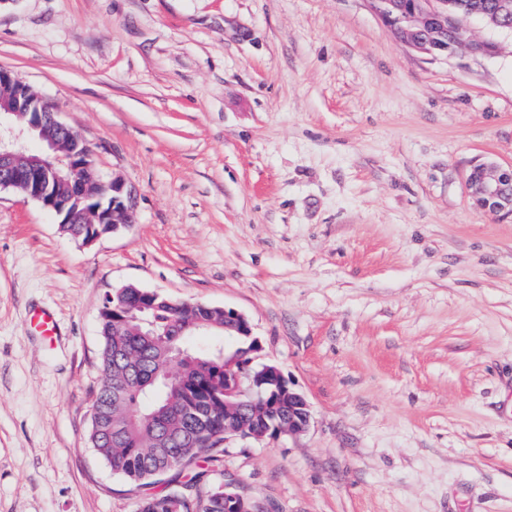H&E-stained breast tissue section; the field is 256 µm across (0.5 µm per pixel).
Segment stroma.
I'll return each mask as SVG.
<instances>
[{"label":"stroma","instance_id":"stroma-1","mask_svg":"<svg viewBox=\"0 0 512 512\" xmlns=\"http://www.w3.org/2000/svg\"><path fill=\"white\" fill-rule=\"evenodd\" d=\"M433 59L368 0H7L0 68L50 101L137 222L84 245L0 191V512H136L88 442L124 285L243 314L305 433L227 443L259 512H512V34ZM54 312L47 344L33 309ZM467 186L478 208L512 216V165L477 163L470 170Z\"/></svg>","mask_w":512,"mask_h":512}]
</instances>
